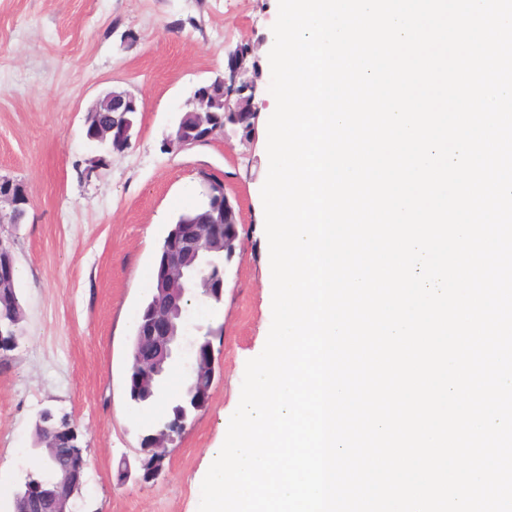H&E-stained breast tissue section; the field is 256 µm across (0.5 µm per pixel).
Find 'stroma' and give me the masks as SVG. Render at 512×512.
I'll use <instances>...</instances> for the list:
<instances>
[{
  "label": "stroma",
  "mask_w": 512,
  "mask_h": 512,
  "mask_svg": "<svg viewBox=\"0 0 512 512\" xmlns=\"http://www.w3.org/2000/svg\"><path fill=\"white\" fill-rule=\"evenodd\" d=\"M277 14L278 0H0V177L30 199L24 223L0 229L15 243L25 311L19 345L0 365V512H12L47 406L69 413L89 446L71 512H193L195 478L222 442L224 412L272 320L257 222L271 111L262 109L247 145L219 136L167 152L163 142L240 41L257 45L268 93ZM109 90L135 94L141 110L130 147L106 155L84 121ZM100 155L105 165L89 172ZM205 172L223 181L243 223L221 319L200 302L191 310L194 324L223 326L213 340L220 370L159 478L121 485L120 462L136 459L154 423L126 390L131 322L149 293L143 275L180 212L174 198L187 189L199 200Z\"/></svg>",
  "instance_id": "stroma-1"
}]
</instances>
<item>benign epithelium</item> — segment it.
<instances>
[{
	"label": "benign epithelium",
	"instance_id": "obj_1",
	"mask_svg": "<svg viewBox=\"0 0 512 512\" xmlns=\"http://www.w3.org/2000/svg\"><path fill=\"white\" fill-rule=\"evenodd\" d=\"M256 46L249 41L236 45L227 53L224 72L199 85L192 96L196 111L211 112L220 107L224 112H246L260 115L262 101L257 98L260 72L255 61ZM112 113V130L104 129L86 120V135L102 145L112 142L129 145L134 135V114L139 112V99L130 92L112 91L105 95L104 107H95ZM213 139V133L203 130V123L190 129L183 122L176 123L166 138L171 151L191 149ZM208 204L204 219L197 224L185 225L175 236L169 249L170 255L161 261L154 271L157 291L153 305L142 317L135 348L130 355L131 366L127 376L128 392L132 393L146 383H152L168 375L177 366L183 346H188L191 360L186 365L185 385L180 400L201 410L209 394L191 382V372L203 376L214 365L211 337L186 340L190 330L205 331L190 322L183 300L191 289L204 290L206 295L221 300L224 296L225 277L214 266L215 257L223 253L234 260L240 243V214L224 190V183L211 177L205 178ZM24 201L15 193L13 181L0 180V222L9 219L19 222ZM13 241L0 237V288L13 285ZM23 311L15 309L8 323H0V338L11 336L19 341ZM192 414L180 406L175 412L173 430H161L147 434L148 440L141 445L139 479L147 482L158 476L170 445L188 427ZM81 435L71 417L46 427V433L37 448L41 460L54 461V450L62 444L73 445ZM87 466L83 453L68 457L67 463L54 471L49 481L27 474L20 484L21 492L13 501V512H30L34 506L52 504L53 512H68L70 500L82 490L84 471Z\"/></svg>",
	"mask_w": 512,
	"mask_h": 512
}]
</instances>
